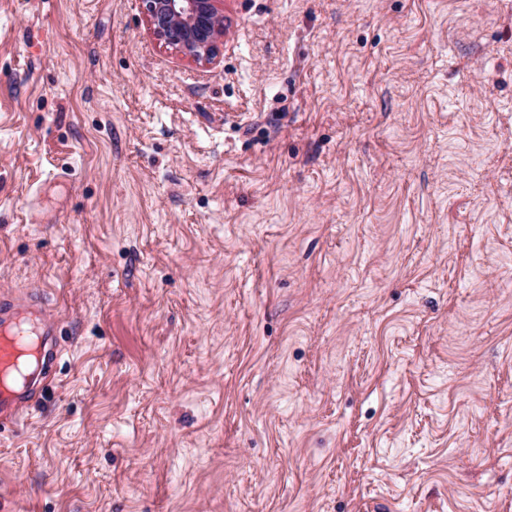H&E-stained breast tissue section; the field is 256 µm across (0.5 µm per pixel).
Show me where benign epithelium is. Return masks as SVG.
I'll list each match as a JSON object with an SVG mask.
<instances>
[{
  "mask_svg": "<svg viewBox=\"0 0 512 512\" xmlns=\"http://www.w3.org/2000/svg\"><path fill=\"white\" fill-rule=\"evenodd\" d=\"M151 36L182 58L199 65L216 63L224 37L222 0H140Z\"/></svg>",
  "mask_w": 512,
  "mask_h": 512,
  "instance_id": "1",
  "label": "benign epithelium"
}]
</instances>
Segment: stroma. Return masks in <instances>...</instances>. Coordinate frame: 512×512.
I'll use <instances>...</instances> for the list:
<instances>
[{
  "label": "stroma",
  "mask_w": 512,
  "mask_h": 512,
  "mask_svg": "<svg viewBox=\"0 0 512 512\" xmlns=\"http://www.w3.org/2000/svg\"><path fill=\"white\" fill-rule=\"evenodd\" d=\"M223 12L0 0V512H512V0ZM146 28L157 41L199 65L216 63L224 37L222 0H140ZM26 311L38 314L36 321L31 323L29 328L24 327L25 321L19 318V315ZM0 328L5 329L4 334L7 335L3 342L0 340V368L3 367L6 372H10L9 381H15L19 376L28 386L39 383L42 369L45 367L50 371L57 359L55 345L58 326L52 309L46 306L42 299L25 292L1 294ZM34 339L40 341L39 360L36 369L27 372L33 359L21 357L20 352L23 346ZM11 391L2 392L0 395V430L17 424L22 412V404L35 397L32 392L18 394L10 384Z\"/></svg>",
  "instance_id": "1"
}]
</instances>
